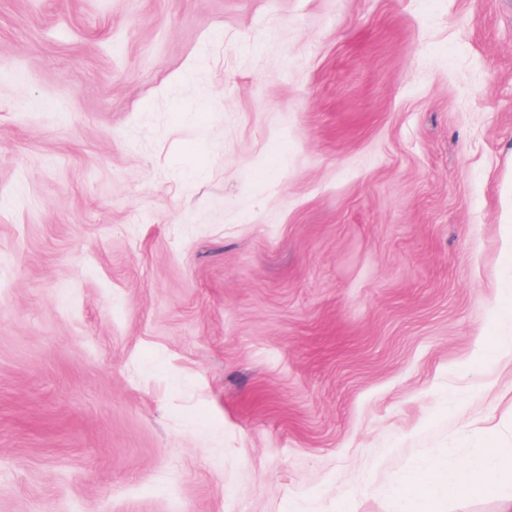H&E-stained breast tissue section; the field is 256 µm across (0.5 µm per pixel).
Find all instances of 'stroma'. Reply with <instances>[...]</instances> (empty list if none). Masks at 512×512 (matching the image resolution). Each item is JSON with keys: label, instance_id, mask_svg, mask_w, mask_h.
<instances>
[{"label": "stroma", "instance_id": "stroma-1", "mask_svg": "<svg viewBox=\"0 0 512 512\" xmlns=\"http://www.w3.org/2000/svg\"><path fill=\"white\" fill-rule=\"evenodd\" d=\"M512 448V0H0V512H401Z\"/></svg>", "mask_w": 512, "mask_h": 512}]
</instances>
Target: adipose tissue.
<instances>
[{
    "label": "adipose tissue",
    "instance_id": "adipose-tissue-1",
    "mask_svg": "<svg viewBox=\"0 0 512 512\" xmlns=\"http://www.w3.org/2000/svg\"><path fill=\"white\" fill-rule=\"evenodd\" d=\"M512 485V450L479 448L459 467L448 469L433 466L429 473L416 474L394 493L408 508L423 507L425 512H438L437 504L444 497L466 500L490 496L501 502L500 512H512V496L504 494Z\"/></svg>",
    "mask_w": 512,
    "mask_h": 512
}]
</instances>
